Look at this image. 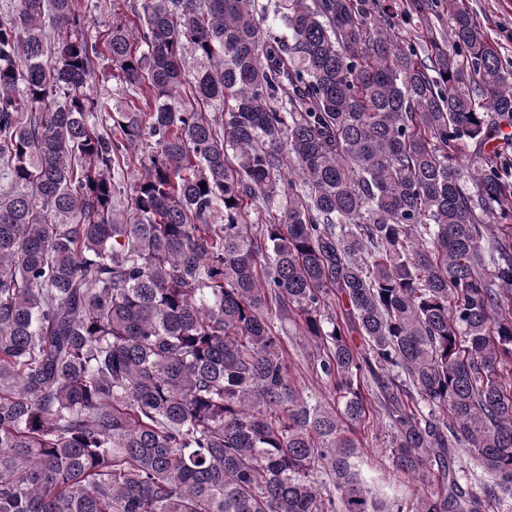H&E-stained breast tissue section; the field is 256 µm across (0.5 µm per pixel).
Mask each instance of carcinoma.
<instances>
[{
	"mask_svg": "<svg viewBox=\"0 0 512 512\" xmlns=\"http://www.w3.org/2000/svg\"><path fill=\"white\" fill-rule=\"evenodd\" d=\"M117 2L0 6V512H403L367 380L416 512H512L498 45L459 0ZM288 367L295 385L309 394H316L331 402V384L318 378L310 369V354L314 350L301 336H288ZM358 435L364 443L363 458L368 466L380 478L382 484L395 490L405 507L404 512H416V499L423 489H427L429 483L428 480L425 481L423 487L415 479L393 468L389 448L392 439L390 428L381 422L375 411H372L360 425Z\"/></svg>",
	"mask_w": 512,
	"mask_h": 512,
	"instance_id": "1",
	"label": "carcinoma"
}]
</instances>
